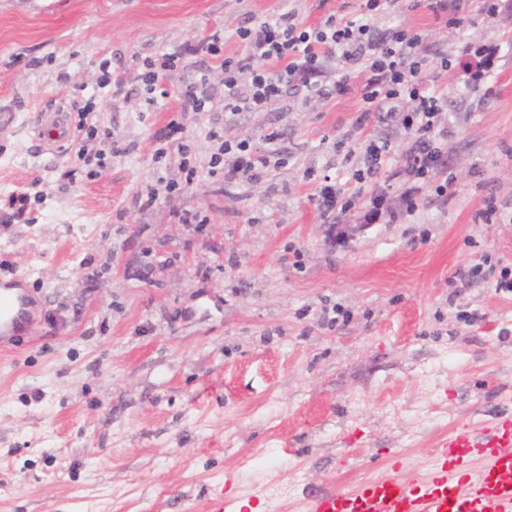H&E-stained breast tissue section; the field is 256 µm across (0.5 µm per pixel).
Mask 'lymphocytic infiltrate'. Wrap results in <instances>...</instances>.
I'll return each mask as SVG.
<instances>
[{"label":"lymphocytic infiltrate","instance_id":"1","mask_svg":"<svg viewBox=\"0 0 512 512\" xmlns=\"http://www.w3.org/2000/svg\"><path fill=\"white\" fill-rule=\"evenodd\" d=\"M393 0H363L358 15L328 13L317 25H307L299 12L242 26L232 33L213 32L199 38L197 50L210 56L215 72L221 74L223 95H216L209 74L185 82L177 91L180 109L201 114L222 110L226 122L242 112H263L279 100L285 88L302 90L304 100H327L346 94L352 80L361 83V109L352 123L361 131L373 114L397 112L411 135V145L396 161L395 176L404 180L403 203L415 211L424 191L447 196L453 178L442 175L448 132L440 126L447 97L442 88L428 85L424 69L430 48L421 35L405 28L377 31L376 20L384 16ZM236 41L245 58L225 55L227 41ZM503 57L501 43L466 40L455 56L440 55V68L457 73L469 92H489ZM340 63L337 76H329L326 65ZM219 148L209 162L210 173H222L225 183L260 180L279 153L273 145L280 132L266 136L270 150L260 152L244 139H228L213 132ZM386 147L366 142L364 166L355 170L356 192L344 194L333 184H322L316 195L323 219L335 211L354 209L362 189L376 185L377 176L388 164Z\"/></svg>","mask_w":512,"mask_h":512}]
</instances>
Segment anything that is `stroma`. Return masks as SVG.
Here are the masks:
<instances>
[{
    "label": "stroma",
    "instance_id": "stroma-1",
    "mask_svg": "<svg viewBox=\"0 0 512 512\" xmlns=\"http://www.w3.org/2000/svg\"><path fill=\"white\" fill-rule=\"evenodd\" d=\"M360 4L0 0V113L17 115L0 138V281L28 275L38 312L31 334L0 347V512H209L226 491L241 512H296L382 474L394 450L427 470L455 428L512 412V292L492 277L450 282L480 262L512 269V222L474 221L489 197L512 212V8L492 26L470 5L465 33L506 43L481 105L428 65L448 93L454 193H423L408 213L402 183L380 177L396 221L363 223L364 196L336 213L333 239L313 199L323 175L354 191V138L386 141L395 157L410 144L395 115L353 135L356 89L309 103L289 90L229 125L220 111L187 118L189 185L158 154L178 116L173 90L210 65L190 49L199 37L291 10L315 25ZM376 26L457 46L412 0ZM177 49L170 97L148 102L144 59ZM61 100L97 134L52 154L33 110ZM212 129L261 150L282 131L284 162L224 185L207 168ZM82 145L102 166L79 163ZM173 181L183 188L167 193ZM150 187L158 202L140 209ZM14 192L29 200L9 222ZM186 211L200 223H180ZM335 307L348 318L331 325Z\"/></svg>",
    "mask_w": 512,
    "mask_h": 512
}]
</instances>
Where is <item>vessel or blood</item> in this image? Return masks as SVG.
I'll list each match as a JSON object with an SVG mask.
<instances>
[{
  "label": "vessel or blood",
  "instance_id": "1",
  "mask_svg": "<svg viewBox=\"0 0 512 512\" xmlns=\"http://www.w3.org/2000/svg\"><path fill=\"white\" fill-rule=\"evenodd\" d=\"M36 129L51 150L71 135L61 111L38 113ZM35 306L25 277L0 283V343L34 326ZM303 512H512V417L457 427L439 440L424 473L406 474L392 453L384 475L317 494Z\"/></svg>",
  "mask_w": 512,
  "mask_h": 512
}]
</instances>
